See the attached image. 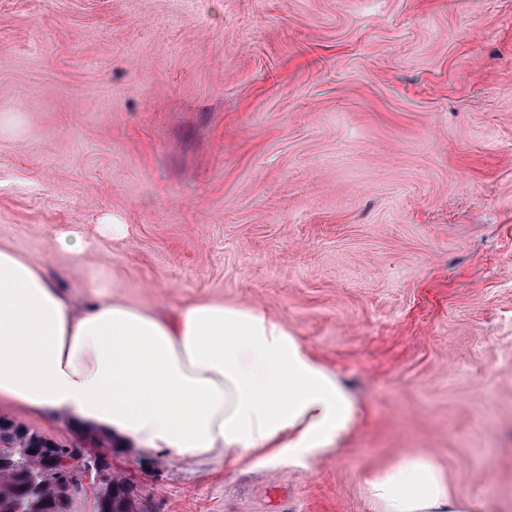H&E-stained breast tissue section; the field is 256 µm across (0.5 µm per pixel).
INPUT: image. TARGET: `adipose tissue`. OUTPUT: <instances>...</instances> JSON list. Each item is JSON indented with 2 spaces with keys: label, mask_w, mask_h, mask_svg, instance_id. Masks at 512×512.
I'll use <instances>...</instances> for the list:
<instances>
[{
  "label": "adipose tissue",
  "mask_w": 512,
  "mask_h": 512,
  "mask_svg": "<svg viewBox=\"0 0 512 512\" xmlns=\"http://www.w3.org/2000/svg\"><path fill=\"white\" fill-rule=\"evenodd\" d=\"M0 400L74 429L185 458L317 457L347 432L351 395L256 308L199 301L173 313L91 293L75 305L47 269L0 245ZM382 512H498L451 494L401 454L368 481Z\"/></svg>",
  "instance_id": "obj_1"
}]
</instances>
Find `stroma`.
<instances>
[{"instance_id":"stroma-1","label":"stroma","mask_w":512,"mask_h":512,"mask_svg":"<svg viewBox=\"0 0 512 512\" xmlns=\"http://www.w3.org/2000/svg\"><path fill=\"white\" fill-rule=\"evenodd\" d=\"M0 244L260 309L353 394L314 459L100 446L147 512H377L403 450L512 512V0H0ZM59 250L67 256L72 266H80L83 262L88 244L80 237L62 234L57 238Z\"/></svg>"}]
</instances>
